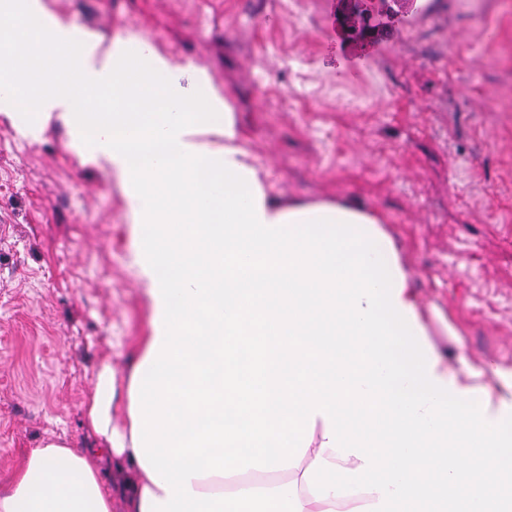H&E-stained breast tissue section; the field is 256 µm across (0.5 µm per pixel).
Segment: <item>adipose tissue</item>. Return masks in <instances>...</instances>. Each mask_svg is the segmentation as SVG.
<instances>
[{
	"label": "adipose tissue",
	"mask_w": 512,
	"mask_h": 512,
	"mask_svg": "<svg viewBox=\"0 0 512 512\" xmlns=\"http://www.w3.org/2000/svg\"><path fill=\"white\" fill-rule=\"evenodd\" d=\"M0 57V111L28 97L116 177L152 303L124 406L98 368L104 447L33 451L0 512H112L105 460L125 512H512V371L449 369L382 217L276 199L222 89L145 40L0 0Z\"/></svg>",
	"instance_id": "ef3b65f1"
}]
</instances>
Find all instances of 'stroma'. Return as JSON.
Masks as SVG:
<instances>
[{"label":"stroma","mask_w":512,"mask_h":512,"mask_svg":"<svg viewBox=\"0 0 512 512\" xmlns=\"http://www.w3.org/2000/svg\"><path fill=\"white\" fill-rule=\"evenodd\" d=\"M103 44L146 38L229 95L286 201L382 213L451 370L512 368V0H51ZM0 113V481L55 442L100 447L102 362L125 393L150 333L111 171L67 126Z\"/></svg>","instance_id":"obj_1"}]
</instances>
